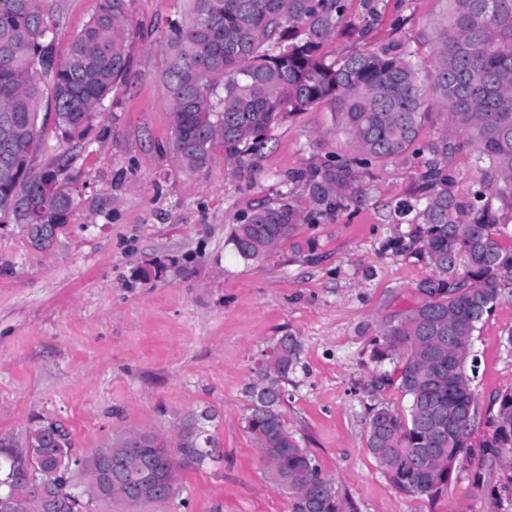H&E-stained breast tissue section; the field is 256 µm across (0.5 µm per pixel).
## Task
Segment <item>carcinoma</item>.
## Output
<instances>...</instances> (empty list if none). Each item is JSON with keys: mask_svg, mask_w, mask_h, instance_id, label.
Returning <instances> with one entry per match:
<instances>
[{"mask_svg": "<svg viewBox=\"0 0 512 512\" xmlns=\"http://www.w3.org/2000/svg\"><path fill=\"white\" fill-rule=\"evenodd\" d=\"M129 0H97V8L65 57L55 53L47 0H0V114L10 136L0 141L9 165L0 169V215L16 224H67L78 201L56 160L34 170L53 107L61 141H82L106 100L131 68ZM170 20L164 47V82L173 116L171 144L185 168L206 166L221 153L247 181L271 130L288 118L327 104L336 129L357 156L310 166L288 176L299 198L265 203L243 217L229 243L244 261L257 260L288 241L302 256L316 241L296 240L303 224L332 220L356 192L359 169L376 160L411 163L423 156L417 201H401L394 221L415 214L409 237L388 242L397 254L413 252L431 267L417 292L422 302L382 326L371 359L395 364L374 387L396 388L408 400L398 410L372 406L366 445L397 491L435 497L448 488L460 455L470 452L474 420L448 409L462 402L476 410L475 374L466 350L504 292L512 293V245L502 244L512 220V0H448L431 35V72L421 81L411 40L398 36L328 61L324 48L341 30L351 0H184ZM357 30L368 37L378 21L371 0ZM438 107L451 131L427 143L420 134L428 109ZM471 151L484 172L468 202L453 192L452 162ZM298 339L276 337L266 355L265 395L252 388L247 429L274 485L288 493L291 512H340L332 481L288 426L281 412L285 387L300 356ZM495 430L482 443L494 460L512 447V391L498 397ZM72 433L44 449V461L23 481L0 486L25 497L53 471L51 496L60 512H84L74 465L56 455ZM125 453L171 470L197 453L194 443L161 450L153 441L128 440Z\"/></svg>", "mask_w": 512, "mask_h": 512, "instance_id": "1", "label": "carcinoma"}]
</instances>
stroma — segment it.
I'll use <instances>...</instances> for the list:
<instances>
[{
	"label": "stroma",
	"instance_id": "obj_1",
	"mask_svg": "<svg viewBox=\"0 0 512 512\" xmlns=\"http://www.w3.org/2000/svg\"><path fill=\"white\" fill-rule=\"evenodd\" d=\"M96 0H50L48 19L66 55ZM183 0H131L132 68L84 141H60L46 126L43 166L64 156L80 202L55 244L33 247L24 229L0 218V436L24 447L40 419L63 421L89 453L137 434L175 447L183 420L208 409L206 434L220 459L180 470L176 495L161 505L92 501L87 512H289L270 483L247 429V390L274 337L302 345L285 384L283 417L330 478L343 512H512V449L499 462L463 456L456 480L435 497L407 496L386 481L366 446L371 404L403 408L396 389L372 394V341L383 322L420 302L423 261L387 247L391 207L412 199L417 167L377 161L361 169L356 200L334 221L302 225L317 251L290 244L244 261L228 239L257 205L286 192L289 173L355 156L328 105L285 120L270 133L251 182L223 157L190 171L169 147L171 115L163 74L167 24ZM444 0H378L384 19L372 42L392 37L404 17L421 74L430 71L424 35ZM143 268L155 270L144 281ZM512 294L476 332L473 388L478 415L470 442L489 439L495 397L512 391Z\"/></svg>",
	"mask_w": 512,
	"mask_h": 512
}]
</instances>
